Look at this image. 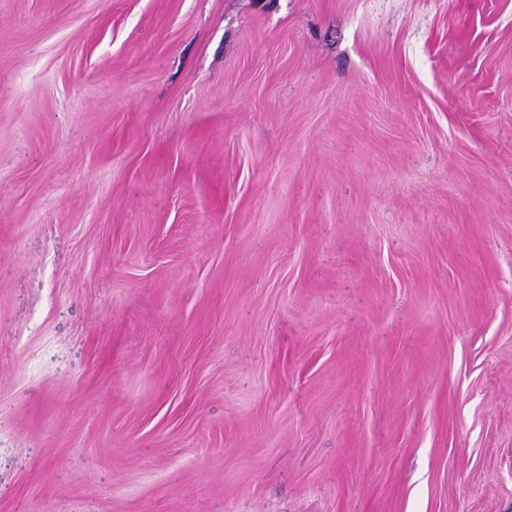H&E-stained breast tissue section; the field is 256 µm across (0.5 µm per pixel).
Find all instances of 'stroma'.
Instances as JSON below:
<instances>
[{
    "label": "stroma",
    "instance_id": "1",
    "mask_svg": "<svg viewBox=\"0 0 512 512\" xmlns=\"http://www.w3.org/2000/svg\"><path fill=\"white\" fill-rule=\"evenodd\" d=\"M0 512H512V0H0Z\"/></svg>",
    "mask_w": 512,
    "mask_h": 512
}]
</instances>
